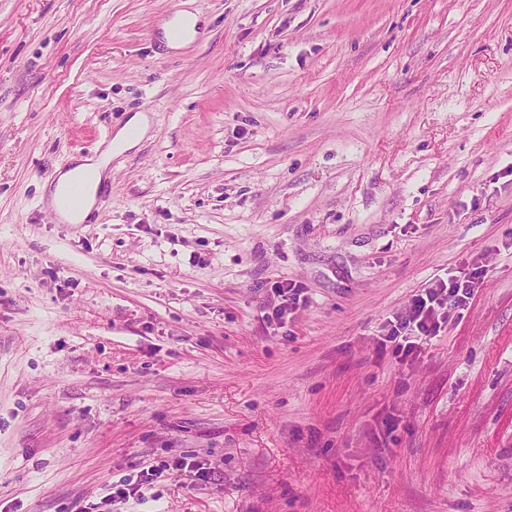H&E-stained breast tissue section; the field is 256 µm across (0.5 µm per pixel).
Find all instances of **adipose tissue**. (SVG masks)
<instances>
[{
	"mask_svg": "<svg viewBox=\"0 0 512 512\" xmlns=\"http://www.w3.org/2000/svg\"><path fill=\"white\" fill-rule=\"evenodd\" d=\"M146 131V117L141 114L135 115L117 132L107 150L99 155L82 159L79 163L58 175L56 181L47 187L46 193L50 205L57 208L62 220L75 222L89 219L94 209L97 192L106 176L113 155L138 143ZM77 181L83 182L85 185L80 207L75 210L62 208L61 196L63 192L69 185Z\"/></svg>",
	"mask_w": 512,
	"mask_h": 512,
	"instance_id": "adipose-tissue-1",
	"label": "adipose tissue"
}]
</instances>
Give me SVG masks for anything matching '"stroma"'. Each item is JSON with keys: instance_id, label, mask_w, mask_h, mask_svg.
<instances>
[{"instance_id": "stroma-1", "label": "stroma", "mask_w": 512, "mask_h": 512, "mask_svg": "<svg viewBox=\"0 0 512 512\" xmlns=\"http://www.w3.org/2000/svg\"><path fill=\"white\" fill-rule=\"evenodd\" d=\"M137 113L92 223L54 220ZM460 268L439 335L382 347ZM103 500L512 512V0H0V512ZM200 18L189 12H182L167 20L162 25L163 39L169 48H178L180 45L191 39L195 26H198ZM182 29L185 36L182 39L175 40L171 36V32L175 29ZM146 131V116L136 114L117 132L105 151L97 156L82 159L70 169L61 172L51 186L44 187L49 199L48 203L55 208L62 220L71 223L85 221L90 218L97 192L106 176L113 153H121L132 147L139 142ZM76 181H82L85 185L82 203L77 210L65 209L61 204V196L65 189ZM272 289L276 300L272 304L273 313L271 317H274L276 320H282L288 311L297 308L302 288L295 283L284 280L276 282Z\"/></svg>"}]
</instances>
